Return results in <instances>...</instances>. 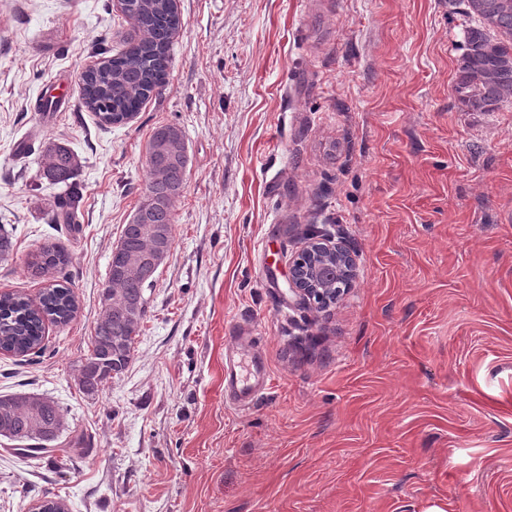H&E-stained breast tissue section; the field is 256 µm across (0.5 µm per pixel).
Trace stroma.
Segmentation results:
<instances>
[{
  "label": "stroma",
  "instance_id": "1",
  "mask_svg": "<svg viewBox=\"0 0 512 512\" xmlns=\"http://www.w3.org/2000/svg\"><path fill=\"white\" fill-rule=\"evenodd\" d=\"M178 8L164 87L106 125L78 88L122 48L116 0H0V292L38 299L25 262L60 240L78 304L41 351L0 354V394L46 396L91 439L61 468L0 437V512H512V100L458 103L467 17L448 0ZM53 79L68 106L40 112ZM162 125L189 159L172 248L129 368L89 397L76 369ZM49 139L81 161L76 233L52 219ZM313 225L358 263L322 313L287 287ZM239 325L270 383L246 409L224 400Z\"/></svg>",
  "mask_w": 512,
  "mask_h": 512
}]
</instances>
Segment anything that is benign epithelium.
Listing matches in <instances>:
<instances>
[{"mask_svg": "<svg viewBox=\"0 0 512 512\" xmlns=\"http://www.w3.org/2000/svg\"><path fill=\"white\" fill-rule=\"evenodd\" d=\"M163 258V254L154 252L132 256L127 264L137 273ZM356 276L357 262L350 247L326 234H314L300 257L289 266L288 291L301 304L326 309L336 299V291L330 284L341 283L347 291Z\"/></svg>", "mask_w": 512, "mask_h": 512, "instance_id": "obj_1", "label": "benign epithelium"}]
</instances>
